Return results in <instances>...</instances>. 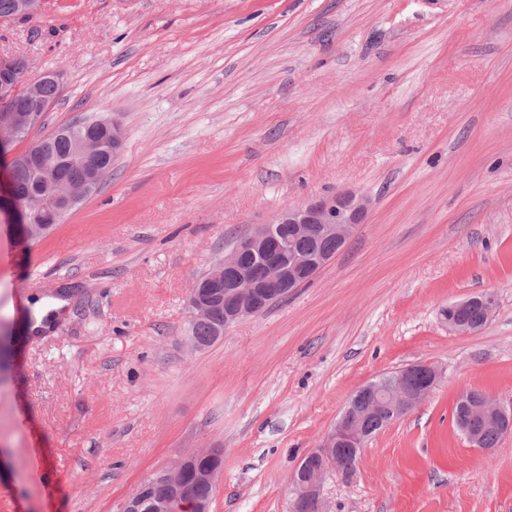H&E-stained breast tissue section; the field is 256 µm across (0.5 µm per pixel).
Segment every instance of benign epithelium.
I'll use <instances>...</instances> for the list:
<instances>
[{"label":"benign epithelium","mask_w":512,"mask_h":512,"mask_svg":"<svg viewBox=\"0 0 512 512\" xmlns=\"http://www.w3.org/2000/svg\"><path fill=\"white\" fill-rule=\"evenodd\" d=\"M47 2L14 0L12 12L0 16V23L34 19L45 11ZM29 68V58L24 54H0V101L6 104L11 100H37L39 111L46 112L53 101L43 98L42 88L46 84L60 87V75L49 72L40 80L29 82L26 80ZM38 125L39 121L23 107L0 111L1 128L20 127L31 132ZM96 125L106 133L109 141L88 135L80 141L77 156L86 166V179L81 185L55 178L57 160L41 139L13 157V163L26 164L40 177L60 216L92 195V186L102 173L106 143H111L114 156L123 145L124 134L117 121L99 119ZM370 205L371 199L365 195L338 192L279 212L225 252L223 259L194 281L188 297L190 314L199 319L218 316L217 336H224L238 321L263 312L273 301L288 296L315 277L334 258L324 249V244L334 241L340 246L345 245L356 227L364 223ZM0 213L8 214L12 223H22L9 187L0 194ZM303 239L311 241L314 248L300 252L288 247V241ZM475 301L481 304L485 316L491 317L496 305L495 293L484 291L448 305V315L445 316L448 331L476 332V328L461 316V312ZM421 367L425 369L422 379L417 376ZM441 378L442 371L437 366L416 363L387 372L378 380L361 386L359 391L370 393L372 400L364 403L358 401V397H352L321 445L307 454L291 475L292 512H325L323 481L329 473L343 472L337 461L339 448H349L356 459H361L366 418L381 413L388 423L397 420L402 413L427 398ZM458 402L467 407L469 416L477 422L466 432V440L471 446L480 447V426L495 428L503 435L512 431L511 406L501 405L489 396L476 401L467 392L459 395ZM223 468L224 452L221 449L189 452L172 467L147 476L137 491L123 501L120 512H142L144 509L152 512H211L212 500L194 494L193 487L215 484ZM156 483L166 486L165 497L155 499L150 496Z\"/></svg>","instance_id":"benign-epithelium-1"}]
</instances>
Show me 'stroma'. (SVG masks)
<instances>
[{"label":"stroma","mask_w":512,"mask_h":512,"mask_svg":"<svg viewBox=\"0 0 512 512\" xmlns=\"http://www.w3.org/2000/svg\"><path fill=\"white\" fill-rule=\"evenodd\" d=\"M1 52L60 75L30 140L87 115L125 138L46 236L0 216V512H118L203 448L212 512H290L350 396L415 362L442 381L325 478L328 512H512V433L481 451L453 421L466 389L512 405V0H50ZM343 190L373 205L336 257L190 349L194 280ZM485 290L487 325L449 333ZM474 301H479L486 316V320H489L496 305L494 291H484L481 294L448 304V309L445 310L448 311V315L444 314L446 322L448 323V331L459 334L477 332L476 328L471 324L473 323L475 326L482 325L477 309H470L464 314V317L471 323L465 320L460 314L462 311L470 307Z\"/></svg>","instance_id":"stroma-1"}]
</instances>
